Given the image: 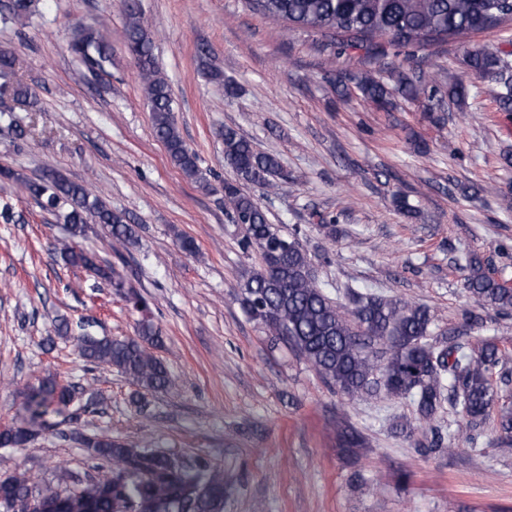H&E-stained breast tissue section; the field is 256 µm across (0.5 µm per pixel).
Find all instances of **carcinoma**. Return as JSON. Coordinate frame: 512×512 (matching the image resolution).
<instances>
[{
  "label": "carcinoma",
  "instance_id": "1",
  "mask_svg": "<svg viewBox=\"0 0 512 512\" xmlns=\"http://www.w3.org/2000/svg\"><path fill=\"white\" fill-rule=\"evenodd\" d=\"M253 11L278 20L286 28L312 31L322 37L324 51L334 52L336 40L367 51L391 45L423 47L472 32L496 27L512 19V0H246ZM37 0H0V15L21 26L35 13ZM125 47L142 81L155 137L171 163L189 180L208 186L198 157L182 139L173 115V99L166 78L156 66L153 41L136 0L125 2ZM69 50L94 76L112 64V45L92 25L82 26ZM198 65L215 80L221 73L211 67V50L202 44ZM469 66L482 74L503 75L507 61L494 52L473 50ZM430 89L437 105L448 99L461 104L468 88L455 84L446 92L400 76L388 87L382 71H367L358 82L363 96L378 107L391 104L399 93L415 97ZM14 100L28 104L31 88L22 83L0 88ZM217 136L224 145V164L232 178L224 181V209L243 227V248L253 249L258 267L244 273L240 283L245 314L268 332L289 343L336 393L349 400H366L382 391L394 398H414L416 421L425 433H435V420L443 401L459 409L463 422L457 432L466 435L496 415L501 442L512 441V408L493 412L497 400L494 378L508 383L512 356L493 336L475 342L461 327L448 332V344L433 337L430 308L373 292H357L349 309L333 300L319 283L313 259L295 236H287L269 222L258 200L245 191L263 192L280 187L287 178L277 155L258 150L231 127ZM22 188L41 207L62 212L69 239L59 243L64 262L92 270L120 291L123 280L114 276L112 264L100 265L93 253L81 248L89 224H100L119 254L138 240L136 227L125 215L81 183L58 170H48L37 180H21ZM463 288L471 308L468 324L483 322L481 312L512 310V288L492 277L476 254L466 259ZM78 355L94 367L115 368L136 387L130 402L143 408L147 395L166 390L171 376L154 350L163 340L149 314L139 322L137 336L112 339L83 332L73 337ZM76 397V387L49 373L24 391V408L33 419H45ZM33 434L29 427H0V448H24ZM339 444L358 448L364 439L354 427L338 426ZM93 461L91 470L79 474L59 467L51 479L31 483L14 475L0 477V512H38V505L61 497L79 496L92 502L94 512H222L226 486L223 470L208 462L188 467L171 454L145 444L132 447L106 434L72 436Z\"/></svg>",
  "mask_w": 512,
  "mask_h": 512
}]
</instances>
